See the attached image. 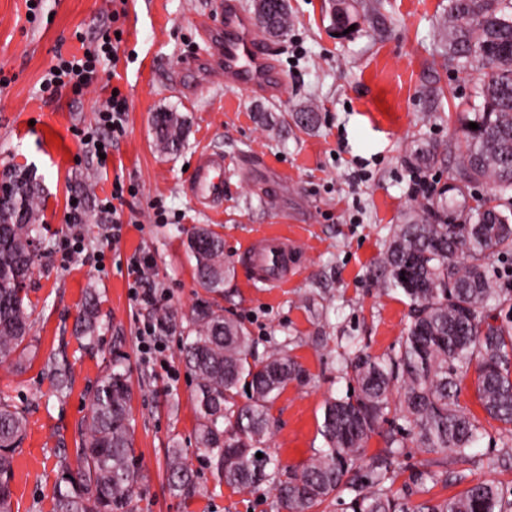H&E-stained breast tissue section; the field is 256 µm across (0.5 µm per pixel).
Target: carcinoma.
<instances>
[{"mask_svg":"<svg viewBox=\"0 0 512 512\" xmlns=\"http://www.w3.org/2000/svg\"><path fill=\"white\" fill-rule=\"evenodd\" d=\"M255 13L266 16L269 34L288 31L287 0H257ZM440 36L447 60L476 75L482 103L463 114L448 143L458 155V163L448 169V186L433 194L421 212L396 225L383 254L389 284L411 306L400 347L382 357L353 347L343 358L340 370L355 387L344 398L326 399L322 448L308 462L288 469L263 448L271 429L270 403L302 375L282 345L257 358L245 329L213 302L195 307L192 327L183 337L182 362L196 380L200 450L225 485L238 491L265 486L281 512H316L345 492L351 494L350 512H512V499L491 480L435 502H415L387 486L394 482L395 454L409 443L428 454L469 456L482 437L479 425L458 404L461 383L471 373L483 410L502 424L503 447L512 448V315L502 320L495 315L512 288L497 285L486 272L490 257L512 256V0H448ZM471 123L478 128H469ZM153 125L162 151L176 154L184 148L183 116L160 112ZM478 183L492 186L497 204L468 205L467 190ZM3 188L8 193L0 197L1 357L25 354L21 346L31 331L26 286L40 237L39 184L16 172ZM188 249L200 285L222 293L230 273L224 238L207 225H196L188 234ZM102 327L99 297L89 291L75 319L76 338L91 347ZM46 369L55 392L67 394L70 366L51 359ZM246 388L250 392L240 403L237 396ZM392 408L405 426L386 434L387 452L372 460L368 481L351 480L369 438ZM27 426L23 411L0 402V512H13L14 459ZM167 453L170 493L196 495L198 484L183 449ZM435 465L426 461L416 481L464 479L435 470ZM141 479L129 385L117 358L98 382L74 454L60 451L53 512H135Z\"/></svg>","mask_w":512,"mask_h":512,"instance_id":"carcinoma-1","label":"carcinoma"}]
</instances>
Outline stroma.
Returning <instances> with one entry per match:
<instances>
[{
  "label": "stroma",
  "mask_w": 512,
  "mask_h": 512,
  "mask_svg": "<svg viewBox=\"0 0 512 512\" xmlns=\"http://www.w3.org/2000/svg\"><path fill=\"white\" fill-rule=\"evenodd\" d=\"M222 0H127L119 21L124 34L110 78L127 95V133L112 148L107 167L79 160L76 130L94 127L108 92L95 86L83 97L63 91L42 102L39 88L55 55L79 49L111 25L112 0H43L29 21L26 0H0V175L27 172L41 189L39 222L45 245L28 284L33 330L24 358L0 359V400L23 410L27 437L16 455L14 512H51L58 451L73 448L89 411L91 393L115 357H123L131 386V425L143 480L138 512H276L267 490L236 492L218 483L197 449L195 381L179 358L193 309L214 301L226 316L244 323L257 352L286 342L302 369L270 406L267 442L284 465L299 466L321 447L323 403L352 389L337 360L349 342L373 356L396 351L410 321L409 301L386 282L380 261L396 225L418 204L408 196L412 173L448 183V163L431 158L459 127L461 113L481 100L475 77L448 65L435 34L448 0H350L352 31L335 21L337 0H288V33L276 38L281 96L257 98L227 89L209 71L176 88L172 77L200 40L198 20L218 15ZM317 112L310 129L291 115ZM179 112L187 120V143L176 155L160 152L152 118ZM223 153L231 177L222 209L203 213L186 195V169L202 149ZM134 185L136 197L122 206L128 223L113 242L111 220L96 201L114 179ZM92 185L80 223L69 221L67 200ZM162 200L168 223L153 221L150 204ZM211 225L224 238V260L233 269L223 297L197 283L186 231ZM265 233L292 238L299 268L281 288L253 287L239 261L241 248ZM81 247L70 262L64 248ZM153 254L151 276L168 291L162 306L176 317L165 349L150 354L139 331L156 312L130 298L127 261ZM95 289L104 328L94 348L74 337V318L86 289ZM72 367V389L53 392L48 358ZM459 405L485 430L474 462L448 461L465 483L419 484L426 460L415 447L401 449L395 488L413 500L457 495L465 484L499 481L512 494V459L491 471L487 456L500 455V424L479 404L465 379ZM183 448L198 475L194 497L179 498L167 486V450Z\"/></svg>",
  "instance_id": "1"
}]
</instances>
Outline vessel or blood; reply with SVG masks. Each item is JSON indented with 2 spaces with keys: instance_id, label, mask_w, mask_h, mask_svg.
<instances>
[{
  "instance_id": "vessel-or-blood-1",
  "label": "vessel or blood",
  "mask_w": 512,
  "mask_h": 512,
  "mask_svg": "<svg viewBox=\"0 0 512 512\" xmlns=\"http://www.w3.org/2000/svg\"><path fill=\"white\" fill-rule=\"evenodd\" d=\"M200 38L204 44L201 59L184 61V69H195L203 62L226 88H244L257 96L278 93L282 78L272 68L276 48L257 33L237 0H223L219 21L204 24ZM226 179L223 153L203 151L185 191L202 211L211 212L224 204ZM242 258L252 270L253 282L266 287L287 282L299 263L294 242L278 235L247 242Z\"/></svg>"
}]
</instances>
